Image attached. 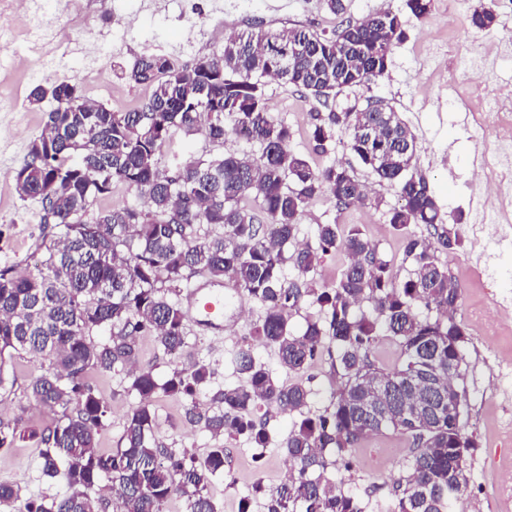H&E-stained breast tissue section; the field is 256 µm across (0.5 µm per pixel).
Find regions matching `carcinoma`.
<instances>
[{
	"label": "carcinoma",
	"instance_id": "obj_1",
	"mask_svg": "<svg viewBox=\"0 0 512 512\" xmlns=\"http://www.w3.org/2000/svg\"><path fill=\"white\" fill-rule=\"evenodd\" d=\"M497 19L495 0L470 17L478 31ZM406 38L399 15L386 10L342 21L331 33L306 26L232 33L224 51L188 67L169 57H140L129 72L154 86L139 107L115 111L92 104L80 86L34 85L27 100L46 110L41 135L14 174L24 201L40 206L43 260L33 269L0 267V360L41 358L49 369L31 377L27 392L50 417L32 428L23 415L0 418V449L29 440L42 470L68 492L47 504L23 500L0 484L9 512H103L96 493L103 480L118 490L116 512H161L179 496L187 512H216L207 486L224 473L225 448L199 461L165 445L152 403L162 394L188 399L186 421L235 439L267 446V414H297L286 453L288 482L257 483L265 512H364L328 469L352 467L359 441L392 431L412 439L405 472L392 483L388 512H452L466 491L467 453L476 440L461 421L465 332L456 320L459 283L437 252L461 244L458 224L441 221L423 175L414 172L416 138L389 104L338 112L330 99L346 88L384 76L393 50ZM295 88L317 105L307 113L309 141L326 152L336 134L379 181L394 187L398 205L387 211L401 232L408 276L398 281L391 260L357 224H318L315 245H298V219L310 201L329 200L344 213L375 207L351 167L314 166L289 150L294 131L267 112L262 78ZM200 134L214 144L232 134L258 146L255 154L200 156L163 169L159 158L178 134ZM123 185L144 204L92 210L96 199ZM421 226L417 234L410 227ZM347 258L340 278L319 285L309 277L325 256ZM292 265L295 274L284 273ZM233 279L262 306L251 339L277 350L295 381L280 385L244 343L233 362L241 381L210 394L214 410L197 399L215 375L198 359L163 379L150 367L131 374L140 402L127 417L116 448L97 450L110 406L91 382L95 372L137 362L141 336L153 335L168 352L186 344V315L169 298L191 277ZM306 306L323 314L294 332L291 318ZM399 346L390 371L371 359L379 337ZM328 356L339 383L319 414L302 373Z\"/></svg>",
	"mask_w": 512,
	"mask_h": 512
}]
</instances>
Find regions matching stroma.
Masks as SVG:
<instances>
[{
    "instance_id": "1",
    "label": "stroma",
    "mask_w": 512,
    "mask_h": 512,
    "mask_svg": "<svg viewBox=\"0 0 512 512\" xmlns=\"http://www.w3.org/2000/svg\"><path fill=\"white\" fill-rule=\"evenodd\" d=\"M42 2L51 23L50 39L42 45L24 13L9 7L0 10V35L22 49L21 57L11 58L8 68L0 71V96L27 93L26 74L42 69V53L48 50L55 53L57 63L48 81L91 85L98 103L115 110L142 104L152 94L151 87L125 77L141 56L164 55L190 65L220 51L225 35L232 31L305 25L329 32L345 16L360 19L380 10L399 13L406 38L393 51L386 75L370 86L343 90L335 99L336 107L361 108L372 96L387 101L416 137V169L427 178L445 221L472 223L473 199L479 191L474 159L492 150L496 138L490 133L483 141L473 139L471 114L480 110L481 102L472 100L467 110L457 105L448 89V64L460 51L482 55L483 80L499 92L504 107L512 108V9L498 10L493 28L477 31L470 27L468 17L479 0H453L449 10L443 9V0H434L429 15L421 20L407 12L404 0H344L342 17L329 13L323 0H106L104 9L98 11L90 9L86 0ZM264 94L273 119L294 131L291 149L315 165L353 163V155L339 140L327 153H314L306 132L312 104L293 88L270 79ZM45 119L37 107L14 112L0 99V267L26 269L41 254L35 206L18 196L14 172L39 137ZM356 173L373 195L383 198V207L340 214L329 201L313 200L301 216L298 239H313L316 225L332 220L360 225L392 260L397 278H405L410 265L403 259L400 236L385 216L387 208L397 202L395 191L364 168H357ZM497 232V225L487 226L485 234L463 237L454 252L440 255L462 289L457 317L466 333L464 423L477 441L468 453L464 512H512V499L502 500L499 494L502 483L512 482V437L501 435L503 425L512 422V236L498 242L494 239ZM229 296L223 338L188 331L187 344L174 359L164 353L155 337L143 336L138 341L140 364L154 367L162 377L174 364L204 357L217 370L211 389L237 384L239 376L229 356L249 336L262 310L241 291H230ZM500 305L511 313L502 318L499 335H487L471 312L484 309L492 315ZM6 368L15 372L17 383L12 392H0V415L20 413L30 426L41 425L48 413L29 400L25 387L31 376L45 371V363L23 357L7 362ZM95 382L111 405V414L98 434V448L106 452L116 447L138 399L128 390L127 371L96 374ZM153 407L158 432L168 447L200 458L209 449L226 448L224 473L212 478L208 486L217 512H264L263 499L255 494L254 486L260 482L273 487L287 476L290 462L283 446L295 416L269 413L270 441L259 453L245 438L214 437L189 424L181 399L161 395ZM411 450L408 437L391 432L373 437L358 444L351 470L339 469L335 475L346 491L359 498L365 512H386L382 489L398 477ZM0 484L19 489L25 499L49 501L66 491L59 479L43 473L38 451L27 441L0 449Z\"/></svg>"
}]
</instances>
